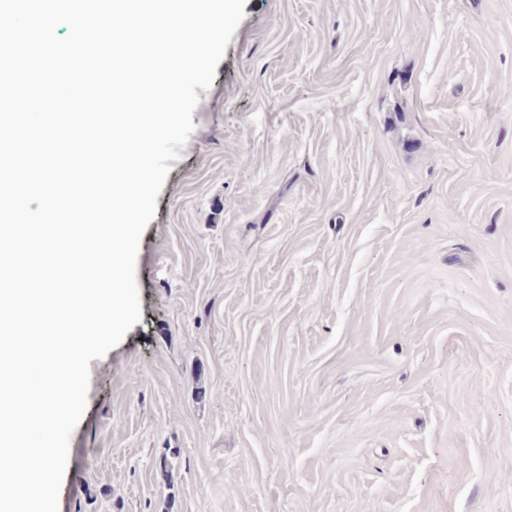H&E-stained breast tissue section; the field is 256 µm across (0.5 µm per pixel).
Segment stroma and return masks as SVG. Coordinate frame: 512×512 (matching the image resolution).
Segmentation results:
<instances>
[{
    "label": "stroma",
    "instance_id": "1",
    "mask_svg": "<svg viewBox=\"0 0 512 512\" xmlns=\"http://www.w3.org/2000/svg\"><path fill=\"white\" fill-rule=\"evenodd\" d=\"M244 12L59 512H512V0Z\"/></svg>",
    "mask_w": 512,
    "mask_h": 512
}]
</instances>
